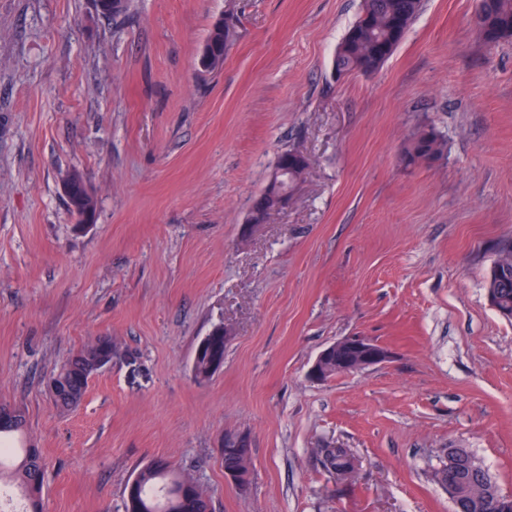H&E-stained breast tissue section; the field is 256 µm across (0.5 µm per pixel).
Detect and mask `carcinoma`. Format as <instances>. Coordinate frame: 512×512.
Returning <instances> with one entry per match:
<instances>
[{"label": "carcinoma", "instance_id": "carcinoma-1", "mask_svg": "<svg viewBox=\"0 0 512 512\" xmlns=\"http://www.w3.org/2000/svg\"><path fill=\"white\" fill-rule=\"evenodd\" d=\"M422 7V0H363L361 14L337 46L334 73L346 76L376 72L404 38ZM475 23L488 43L512 38V0H480ZM238 37L237 26L233 23L218 21L212 25L203 46L210 58L206 71L223 67L224 56ZM445 149L443 137L434 128L424 126L408 140L401 160L407 166L431 163L439 159ZM282 191V184L269 182L259 195L263 207L251 206L249 222L262 223L278 206ZM68 203L92 218L96 216L94 196L80 185ZM485 290L496 311L511 320L512 246L499 251L486 276ZM114 353L112 338L99 336L64 361L48 380L56 403L67 410L78 406L88 388L92 367L106 363ZM192 372L195 381L202 384L210 379L215 368L203 355L194 359ZM25 423L21 408L0 405V448L9 449L7 456L0 455V483L17 485L23 512H43L44 473L40 451L32 445L15 444V436L23 431ZM456 452L458 463L455 466L442 461L431 474L438 485L452 488L455 512H493L487 506L488 501L512 502V496L499 492L488 471L470 451L458 448ZM321 454L326 468L342 474L347 449L323 448ZM233 469L250 474L251 459L224 454V470ZM124 512H211V504L206 492L191 476L168 462L155 461L140 468L133 482L127 483Z\"/></svg>", "mask_w": 512, "mask_h": 512}]
</instances>
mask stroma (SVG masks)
Returning a JSON list of instances; mask_svg holds the SVG:
<instances>
[{
    "label": "stroma",
    "instance_id": "35a3bbf8",
    "mask_svg": "<svg viewBox=\"0 0 512 512\" xmlns=\"http://www.w3.org/2000/svg\"><path fill=\"white\" fill-rule=\"evenodd\" d=\"M361 5L0 0V403L42 451L44 512H123L156 460L212 512H453L430 479L451 448L512 495V320L484 288L512 244V39L486 45L478 0H423L378 72L334 78ZM229 15L239 37L201 71ZM425 124L443 156L403 165ZM289 149L303 180L243 234ZM72 172L97 201L87 228ZM219 324L224 364L197 383ZM97 336L118 354L62 410L48 379ZM349 336L392 360L311 381ZM239 433L244 490L224 475ZM328 444L358 458L354 481L324 467ZM224 447L225 450L228 452H238L242 450V444L239 442V439L236 438V436H228L224 440ZM226 451H224V470H233L238 469L242 471L243 473L250 476L251 473V457L249 458H243L241 456H233L230 454H227Z\"/></svg>",
    "mask_w": 512,
    "mask_h": 512
}]
</instances>
